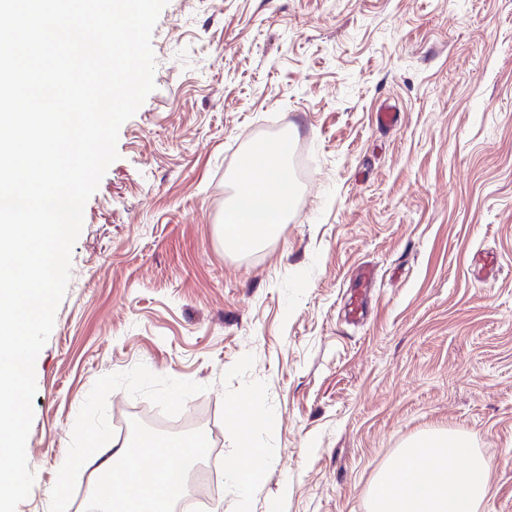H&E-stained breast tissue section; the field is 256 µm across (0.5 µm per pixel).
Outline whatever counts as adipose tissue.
Here are the masks:
<instances>
[{"label":"adipose tissue","instance_id":"1","mask_svg":"<svg viewBox=\"0 0 512 512\" xmlns=\"http://www.w3.org/2000/svg\"><path fill=\"white\" fill-rule=\"evenodd\" d=\"M281 146L255 152L259 168L239 170V190L224 214V239L254 246L277 234L285 222L292 188L280 158ZM152 466L129 453L105 458L117 497L103 499L102 512H170L184 493L195 450L178 439L148 449ZM491 464L474 453L470 439L455 432L425 436L409 443L399 463L382 474L371 491L372 512H484L490 498Z\"/></svg>","mask_w":512,"mask_h":512}]
</instances>
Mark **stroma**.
<instances>
[{
  "label": "stroma",
  "mask_w": 512,
  "mask_h": 512,
  "mask_svg": "<svg viewBox=\"0 0 512 512\" xmlns=\"http://www.w3.org/2000/svg\"><path fill=\"white\" fill-rule=\"evenodd\" d=\"M151 44L36 360L16 512H75L104 450L175 425L219 467L205 512H369L408 442L448 430L512 512V0H168ZM283 139L287 224L225 243L243 156ZM252 396L274 423L244 492L226 405ZM374 280L375 272L371 267L364 266L359 270L357 288L354 290L349 303V315L352 320H356L361 316L367 288L373 284Z\"/></svg>",
  "instance_id": "35a3bbf8"
}]
</instances>
